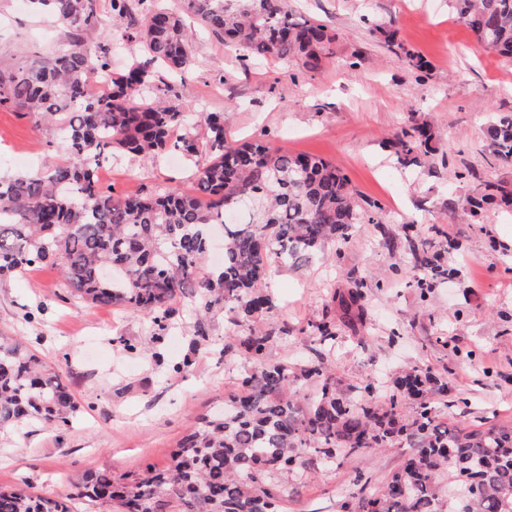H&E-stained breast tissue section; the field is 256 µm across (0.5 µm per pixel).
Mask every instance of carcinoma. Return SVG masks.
Here are the masks:
<instances>
[{
	"label": "carcinoma",
	"instance_id": "obj_1",
	"mask_svg": "<svg viewBox=\"0 0 512 512\" xmlns=\"http://www.w3.org/2000/svg\"><path fill=\"white\" fill-rule=\"evenodd\" d=\"M49 9L66 48L41 65L0 72V105L54 126L68 157L45 174L0 179V279L33 265H55L70 292L99 306H119L151 316L163 331L178 314V296L194 300L195 336H210V317L229 312L224 356L250 369L218 417L203 415L158 468L147 464L135 477L115 480L90 473L66 494L43 495L28 485L0 487V512H74L77 500L115 504L117 512H284L279 475L315 462L329 467L356 462L341 512H438L443 470L461 486L448 512H512V428L474 426L451 431L431 400L444 389L442 374L413 369L394 382L380 402L379 380L363 378L353 396L336 391L325 346L336 340V320L308 323L319 341L301 365L270 362L267 349L283 331L254 326L274 308L266 293L275 267L307 265L332 241L343 247L361 223L346 174L314 154L292 153L262 140L240 143L224 134V113L203 116L206 140L174 139L190 116L170 99L165 66H193V31L176 11L134 0H109L112 31L102 25L98 0H31ZM213 35L254 59L294 61L316 71L332 57L335 36L320 22H298L288 0H186ZM458 18L489 51L512 58V0H452ZM389 50L423 72L429 62L377 24ZM137 44L140 54L112 67V45ZM106 75L99 93L91 76ZM431 127L410 120L390 142L398 163L418 165L433 151ZM485 146L512 161V115L491 119ZM181 153L193 163V191L166 189L125 196L103 187L98 168L120 153L157 157ZM495 194L477 192L460 203L472 224L481 222ZM224 227V265L208 270L209 232ZM448 236L436 225L406 235L408 263L421 297L451 275L445 263ZM367 283L351 284L341 299L344 317L360 321ZM65 371L52 368L18 337L0 333V429L68 426L78 405ZM316 382L314 398L300 401L296 388ZM399 439L411 449L382 487L365 473L372 454Z\"/></svg>",
	"mask_w": 512,
	"mask_h": 512
}]
</instances>
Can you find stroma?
<instances>
[{
    "label": "stroma",
    "mask_w": 512,
    "mask_h": 512,
    "mask_svg": "<svg viewBox=\"0 0 512 512\" xmlns=\"http://www.w3.org/2000/svg\"><path fill=\"white\" fill-rule=\"evenodd\" d=\"M300 21L335 34V58L311 72L294 63L244 57L242 50L199 32L195 63L164 73L187 112H220L235 140L266 136L274 146L321 156L347 174L361 208L377 205L378 221L356 225L348 244L326 243L304 268L272 271L267 290L275 307L257 323L288 326L267 358L301 363L313 341L309 321L337 311L352 280L368 282L363 326L336 322L329 354L337 386L354 393L371 373L394 380L430 365L448 382L434 393L450 427L481 420L512 427V209L491 207L483 223L462 220L459 198L485 186L512 192V162L492 160L484 129L512 113V61L488 52L460 22L449 0H289ZM390 22L401 42L430 62L420 72L388 51L377 21ZM47 16L19 0H0V70L8 72L64 48ZM428 123L435 151L420 166L401 167L383 140ZM64 145L44 123L0 106V174L51 169ZM186 162L122 157L102 173L103 185L125 192L181 187L191 191ZM407 224L438 225L453 247L455 274L427 297L413 288L415 271L400 243ZM168 331L150 318L71 295L58 269L29 268L0 280V330L20 336L47 365L67 363V384L80 404L63 430L26 427L0 432V487L27 483L39 494L67 492L88 472L122 478L143 463L168 462L177 442L204 411L221 409L247 370L224 358L229 322L211 319L210 339L194 342V304L181 297ZM449 337V345L439 337ZM286 512H340L352 490L350 465L282 474Z\"/></svg>",
    "instance_id": "35a3bbf8"
}]
</instances>
